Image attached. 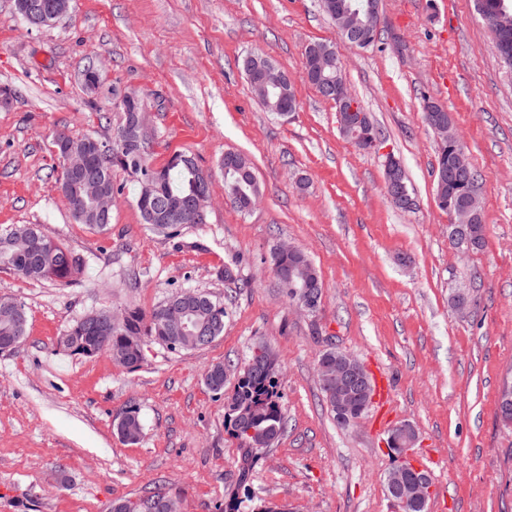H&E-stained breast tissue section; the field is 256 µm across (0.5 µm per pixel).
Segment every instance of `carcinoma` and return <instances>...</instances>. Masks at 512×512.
<instances>
[{
    "instance_id": "obj_1",
    "label": "carcinoma",
    "mask_w": 512,
    "mask_h": 512,
    "mask_svg": "<svg viewBox=\"0 0 512 512\" xmlns=\"http://www.w3.org/2000/svg\"><path fill=\"white\" fill-rule=\"evenodd\" d=\"M361 0H321V7L331 18L341 7L354 11ZM498 48L504 63L512 69V0H504V12L498 23ZM288 104L297 108L295 92L283 86L275 95L263 100L262 107L274 112ZM72 146L81 151L85 148L104 151L106 160L100 164L99 192L109 197L120 195L123 188L112 181V169L126 171L137 184L135 201L142 198L156 206L160 213L180 209L189 202L211 193V184L203 180V172L195 160L175 161L173 154L166 165L155 168L149 163V144H129L125 152L119 154L106 148V142L91 136H68ZM232 164L233 177L224 182V190L235 195L232 203L241 211H247V203L256 200L260 186L253 177L251 162L245 156L235 153L226 156L223 164ZM463 203H458L454 220L469 228L472 250H480L485 243L486 224L484 218L461 215ZM73 218L80 224L103 229L111 223L112 216H105L98 210L97 200L88 196L79 205L69 204ZM275 272L294 270V287L286 289L287 297L294 301L302 296L314 299L316 308H321L324 297V284L319 270L310 257L300 249L272 254ZM0 268L32 281H55L68 283L83 272L81 259L64 244L44 235L26 224L15 225L0 231ZM201 303L195 308L193 319L196 327L203 329V337L191 340L193 347L200 348L212 343L224 333V301L207 293H199ZM177 295L155 307L145 316L137 310L126 314L123 325L108 332L112 339L103 345L88 333L81 321L68 331L63 343L74 355L94 357L99 354L109 356L112 361L129 371L139 369L145 359L144 349L149 343L162 345L170 350H178V344L171 340L176 335L165 325L164 314L177 310ZM28 316L26 306L6 293L0 294V338L13 336L21 343L27 336L28 326L19 325L20 317ZM262 365L248 363L238 376L230 392H224L226 374L224 364L215 363L204 374L206 387L216 394H224V410L232 426L234 436L241 441L242 465L238 481L246 485L251 463L256 451L270 447L285 431V422L278 402L275 369L277 358L274 351L262 347ZM498 414L503 422L512 424V379L503 383L498 400ZM254 429V434L247 433ZM119 438L127 444L137 443L142 436V424L136 409L127 410L115 424Z\"/></svg>"
}]
</instances>
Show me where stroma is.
Wrapping results in <instances>:
<instances>
[{
  "instance_id": "stroma-1",
  "label": "stroma",
  "mask_w": 512,
  "mask_h": 512,
  "mask_svg": "<svg viewBox=\"0 0 512 512\" xmlns=\"http://www.w3.org/2000/svg\"><path fill=\"white\" fill-rule=\"evenodd\" d=\"M337 45L346 79L382 130L381 152L340 132L336 109L302 78L312 42ZM264 54L288 75L299 107L264 111L242 70ZM101 81L88 90L84 71ZM0 229L35 226L72 249L84 271L68 284L0 269V291L28 310V335L0 351V512H110L163 488L179 512H239L273 502L300 512H399L384 476L390 425L419 435L414 463L433 480L428 512H512V425L497 400L512 376V72L474 0H380L377 41L341 46L318 0H73L54 24L25 25L0 0ZM145 100L151 160L191 154L212 181L203 224L155 231L124 192L104 229L77 223L56 183L57 132L111 138L112 99ZM453 116L481 173L487 233L481 251L458 255L448 216L434 202L436 135L424 99ZM246 155L259 204L238 212L224 197L226 151ZM399 156L414 207L384 196L386 153ZM286 243L308 253L325 298L300 312L274 275ZM236 264L235 281L224 267ZM466 286L470 317L449 302ZM194 288L223 298L224 333L187 351L149 345L131 372L107 356L71 355L72 324L103 308L150 313ZM262 345L277 354L287 432L257 451L239 486L240 442L224 397L203 375L215 363L235 383ZM335 346L390 382L391 413L341 427L323 399L320 354ZM136 408L138 443L113 422ZM66 484H59V470Z\"/></svg>"
}]
</instances>
